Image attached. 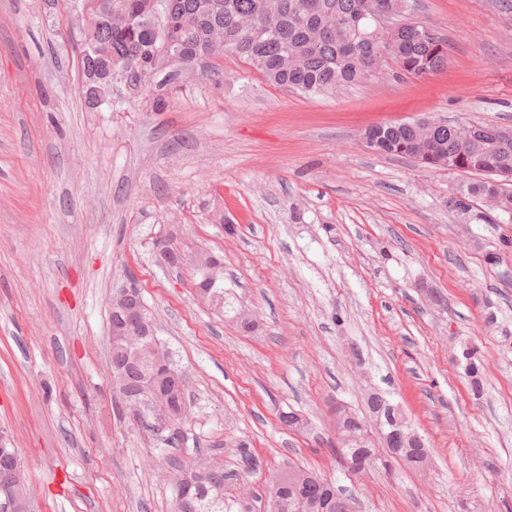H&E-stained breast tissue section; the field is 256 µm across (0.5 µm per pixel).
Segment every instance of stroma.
<instances>
[{
	"instance_id": "35a3bbf8",
	"label": "stroma",
	"mask_w": 512,
	"mask_h": 512,
	"mask_svg": "<svg viewBox=\"0 0 512 512\" xmlns=\"http://www.w3.org/2000/svg\"><path fill=\"white\" fill-rule=\"evenodd\" d=\"M412 3L448 39L436 74L392 64L306 96L227 54L221 84L182 70L154 86L156 110L86 102L73 0H0V431L32 512H172L169 462L198 455L256 512L290 461L355 512H512V221L460 223L448 199L472 175L360 141L388 121L512 126V0ZM172 224L177 268L154 253ZM200 251L251 329L198 300ZM126 288L189 376L176 448L115 411L109 302ZM467 343L479 399L455 361ZM371 392L427 439V469L336 466L334 411L367 413Z\"/></svg>"
}]
</instances>
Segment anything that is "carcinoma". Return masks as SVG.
Instances as JSON below:
<instances>
[{"label":"carcinoma","instance_id":"1","mask_svg":"<svg viewBox=\"0 0 512 512\" xmlns=\"http://www.w3.org/2000/svg\"><path fill=\"white\" fill-rule=\"evenodd\" d=\"M125 16L126 22L103 24L85 39L82 54L83 93L87 102L96 98L100 82L92 80L112 71L137 73L130 82L133 94L149 92L158 72L168 66H191L215 50L233 54L260 72L272 85L305 95L333 94L350 84L370 79L367 62L387 56L399 70L419 78L442 70L448 62V40L441 35L423 38L411 22L410 0H389L403 11L401 27L388 43L375 32L370 18L363 15L365 0H178L171 14H164L167 0H104ZM493 124H475V148L460 158L454 124L439 120L432 139L420 143L409 122L383 123L373 150L390 156H408L426 168L445 163L450 171H490L494 162L512 164V148L501 149L493 140ZM468 201L492 198L496 190L482 180L470 183ZM196 285L203 287L204 299L220 314L248 329L251 321L234 310L224 293V276L210 279L196 271ZM154 354L147 348L135 350L119 336H112V382L118 398L125 396L123 382L145 383L151 372ZM464 371L475 396L483 390L477 350L467 345L462 350ZM369 417L380 422L386 435L398 428L411 431L399 406L379 393L368 399ZM189 414L169 417L165 430L146 415L136 419L154 435L168 432L164 441L172 445L180 438L181 426ZM367 417V418H369ZM367 418L350 413L336 419V442L329 451L338 465L343 461L387 466L373 448ZM390 458L415 469L429 464L426 445L403 439L391 446ZM230 477L221 467L199 474L174 460L168 481L175 492L174 512H253L252 504L226 489ZM266 512H336V487L332 481L288 464L272 472L265 486Z\"/></svg>","mask_w":512,"mask_h":512}]
</instances>
